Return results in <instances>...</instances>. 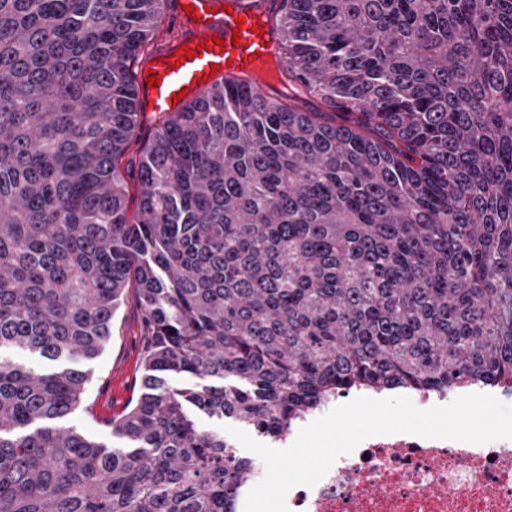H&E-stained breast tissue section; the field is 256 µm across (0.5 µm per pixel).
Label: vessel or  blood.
Returning <instances> with one entry per match:
<instances>
[{"instance_id":"obj_1","label":"vessel or blood","mask_w":512,"mask_h":512,"mask_svg":"<svg viewBox=\"0 0 512 512\" xmlns=\"http://www.w3.org/2000/svg\"><path fill=\"white\" fill-rule=\"evenodd\" d=\"M178 35L155 50L137 77L139 103L142 111L160 118L172 116L176 107L174 94L183 92L195 98L209 90L213 81H245L280 54L281 47L273 26L278 12V0H180ZM192 12H185V5ZM245 19L246 28H238V19ZM261 25L262 33H255L253 25ZM241 38V45H233V38ZM211 41V49H204L203 41ZM195 50L193 59L174 65L172 57L177 50ZM158 74L157 88L148 85L151 74Z\"/></svg>"}]
</instances>
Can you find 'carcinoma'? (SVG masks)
Wrapping results in <instances>:
<instances>
[{
    "label": "carcinoma",
    "instance_id": "cac0c4a2",
    "mask_svg": "<svg viewBox=\"0 0 512 512\" xmlns=\"http://www.w3.org/2000/svg\"><path fill=\"white\" fill-rule=\"evenodd\" d=\"M164 2L0 0V512H234L251 463L196 412L278 439L358 384L512 381V0H282L284 101L157 122L131 214ZM131 284L115 448L64 423L88 372L2 352L94 358ZM146 128H142L137 131L132 142L125 155L120 160V167L123 173L126 175L128 196L127 204L130 212H133L137 205V193L138 189L135 186V178L137 175V169L142 155Z\"/></svg>",
    "mask_w": 512,
    "mask_h": 512
}]
</instances>
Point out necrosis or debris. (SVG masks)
Instances as JSON below:
<instances>
[{"label":"necrosis or debris","instance_id":"4bbe7bcc","mask_svg":"<svg viewBox=\"0 0 512 512\" xmlns=\"http://www.w3.org/2000/svg\"><path fill=\"white\" fill-rule=\"evenodd\" d=\"M286 504L289 512H512V440L373 436L316 486L289 490Z\"/></svg>","mask_w":512,"mask_h":512}]
</instances>
